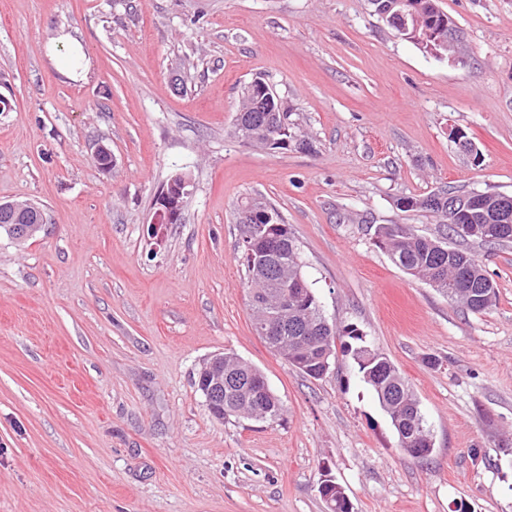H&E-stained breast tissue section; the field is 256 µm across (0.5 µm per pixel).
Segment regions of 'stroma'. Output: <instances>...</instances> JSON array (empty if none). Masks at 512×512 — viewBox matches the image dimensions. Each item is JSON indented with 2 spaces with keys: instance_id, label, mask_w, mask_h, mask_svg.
Listing matches in <instances>:
<instances>
[{
  "instance_id": "obj_1",
  "label": "stroma",
  "mask_w": 512,
  "mask_h": 512,
  "mask_svg": "<svg viewBox=\"0 0 512 512\" xmlns=\"http://www.w3.org/2000/svg\"><path fill=\"white\" fill-rule=\"evenodd\" d=\"M439 5L463 33L453 60L368 0H0V202L48 222L0 236V512H325L327 476L352 512H512V242L448 240L496 287L479 314L375 244L384 224L442 232L397 198L512 196V0ZM256 77L312 151L233 138ZM177 172L181 221L152 233ZM249 197L287 224L329 323L415 392L429 458L400 448L347 337L315 380L255 333L237 252ZM220 352L264 375L278 419L211 416L194 381ZM190 185L191 179L186 173L178 172L172 175L169 182L156 195L151 229L161 224L180 223ZM14 219L11 215L3 216L0 215V234H5L8 238L10 235L8 233V226L12 224L11 227L14 230L13 239L18 240V242L25 243L29 240L35 239L42 231H45L48 224H46V219L40 221V223L36 224H13ZM11 239V238H10Z\"/></svg>"
}]
</instances>
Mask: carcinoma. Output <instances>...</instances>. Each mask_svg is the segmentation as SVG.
Instances as JSON below:
<instances>
[{
	"mask_svg": "<svg viewBox=\"0 0 512 512\" xmlns=\"http://www.w3.org/2000/svg\"><path fill=\"white\" fill-rule=\"evenodd\" d=\"M262 120V113L247 112L242 115L243 126L234 129V135L243 139L247 133L256 128ZM282 144L277 146L279 150H286L290 146L298 149H308L312 142L308 136L302 134L300 128L289 122L284 126L280 135ZM411 200L418 205V210L425 211L437 217L443 225L448 227V204L441 208H429L424 206L425 197L407 196L398 198L396 203ZM269 208L273 219L268 224L261 225L260 235L263 240L259 243V249L265 253V263L258 268L251 265L250 257L245 250H240L239 260L244 267L247 285L250 289L249 306L256 318L260 319L268 314L277 312L274 304L276 293L283 288L278 272L288 269V278L304 279L302 266L299 261L298 248L288 231V225L279 221V215L270 204ZM376 244L384 249L392 262L414 278L422 280L448 297L453 303H461L472 312L481 311V306L471 296L468 288L462 287V283L468 279H474L485 285L491 292V300L487 306L494 305L497 295L492 281L486 274L482 265L471 254L461 249L452 248L446 243L448 236L432 238L418 235L406 224H386L375 230ZM303 328L311 336H346L355 342L350 348L358 367V372L364 381L374 390L380 406L389 416L399 439V444L412 438L417 432L418 421L422 417L420 404L412 390L407 386L403 377L392 363L385 365L376 358V352L364 345L363 336L354 327L345 326L334 328L321 325L318 318H314L303 324ZM265 342L281 349V353L288 362L296 367L302 374L318 379L321 377V358L324 353L334 354L335 346L327 347L305 346L301 342L299 334L293 330L275 337H268ZM237 368L243 378L244 388L241 394L224 393V409L210 410L216 419L224 420L229 417H242L246 413L252 395L262 392V397L267 402L271 412L268 419L272 420L280 415L281 407L278 398L264 381L256 376L249 378L246 370L249 364L242 363L236 357L224 355V369ZM332 503L335 507L328 508V512H352L344 490L341 487L330 489Z\"/></svg>",
	"mask_w": 512,
	"mask_h": 512,
	"instance_id": "cac0c4a2",
	"label": "carcinoma"
}]
</instances>
